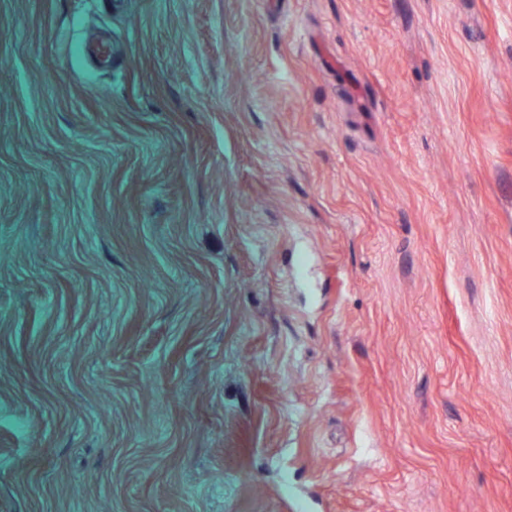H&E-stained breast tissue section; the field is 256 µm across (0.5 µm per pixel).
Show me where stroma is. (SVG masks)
Here are the masks:
<instances>
[{
    "label": "stroma",
    "mask_w": 512,
    "mask_h": 512,
    "mask_svg": "<svg viewBox=\"0 0 512 512\" xmlns=\"http://www.w3.org/2000/svg\"><path fill=\"white\" fill-rule=\"evenodd\" d=\"M0 512H512V0H0Z\"/></svg>",
    "instance_id": "stroma-1"
}]
</instances>
